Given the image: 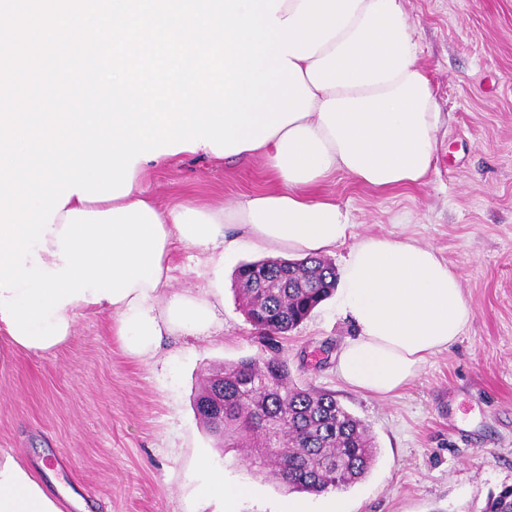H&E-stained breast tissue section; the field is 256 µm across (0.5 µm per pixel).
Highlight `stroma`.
<instances>
[{
  "mask_svg": "<svg viewBox=\"0 0 512 512\" xmlns=\"http://www.w3.org/2000/svg\"><path fill=\"white\" fill-rule=\"evenodd\" d=\"M418 30L441 123L427 184L378 192L344 175L324 183L353 226L327 252L342 267L364 236L432 248L456 273L473 318L407 387L381 398L346 385L336 356L354 336L341 296L321 303L282 341L293 384L335 393L377 448L358 483L302 494L308 512L342 498L348 512H484L512 487V0H404ZM263 160L180 154L149 168L145 195L233 206L264 190ZM266 251L239 245L216 275L207 254L172 247L167 294L224 291L219 327L166 337L150 358L122 349L108 314L80 317L74 337L47 354L16 353L0 366V454L28 465L70 497L64 512H220L196 491L200 461L250 485L236 512H279L287 489L221 449L193 399L206 377L257 355L234 274Z\"/></svg>",
  "mask_w": 512,
  "mask_h": 512,
  "instance_id": "stroma-1",
  "label": "stroma"
}]
</instances>
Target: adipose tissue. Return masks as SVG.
<instances>
[{"label":"adipose tissue","instance_id":"adipose-tissue-1","mask_svg":"<svg viewBox=\"0 0 512 512\" xmlns=\"http://www.w3.org/2000/svg\"><path fill=\"white\" fill-rule=\"evenodd\" d=\"M313 94L306 116L276 129L259 147L239 152L263 159L274 185L234 206L161 207L139 187L128 195L87 201L71 195L46 234L41 262L61 267L54 235L68 211H106L143 201L165 233L158 284L138 282L126 298L75 300L57 312L69 326L87 313H108L125 352L153 356L166 336L207 333L217 304L209 297L162 298L174 242L210 254L222 267L240 240L273 253L308 255L343 242L351 232L345 211L319 186L342 173L376 190L425 184L437 146L439 113L421 64L415 25L403 0H361L347 26L298 62ZM341 309L356 328L337 356L350 387L386 396L404 388L422 364L448 349L471 321L457 275L430 247L383 236L361 238L340 273ZM0 512H62L27 466L0 459Z\"/></svg>","mask_w":512,"mask_h":512}]
</instances>
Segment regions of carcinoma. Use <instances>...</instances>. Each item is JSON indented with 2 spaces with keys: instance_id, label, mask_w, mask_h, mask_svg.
<instances>
[{
  "instance_id": "carcinoma-1",
  "label": "carcinoma",
  "mask_w": 512,
  "mask_h": 512,
  "mask_svg": "<svg viewBox=\"0 0 512 512\" xmlns=\"http://www.w3.org/2000/svg\"><path fill=\"white\" fill-rule=\"evenodd\" d=\"M337 280L321 255L239 266L235 282L264 354L212 374L195 401L224 447L245 448L260 473L296 492L345 489L365 478L376 456L362 421L332 393L292 384L279 356V339L331 296ZM485 512H512V488L491 497Z\"/></svg>"
}]
</instances>
